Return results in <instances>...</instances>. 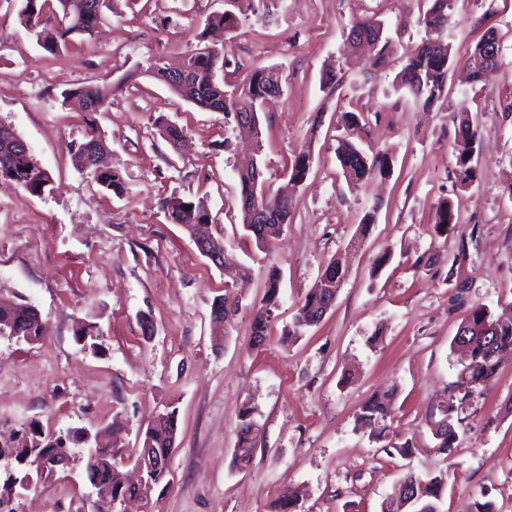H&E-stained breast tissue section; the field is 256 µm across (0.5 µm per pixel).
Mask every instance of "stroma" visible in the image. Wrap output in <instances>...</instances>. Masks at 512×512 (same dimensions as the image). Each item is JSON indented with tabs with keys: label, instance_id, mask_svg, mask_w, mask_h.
Instances as JSON below:
<instances>
[{
	"label": "stroma",
	"instance_id": "35a3bbf8",
	"mask_svg": "<svg viewBox=\"0 0 512 512\" xmlns=\"http://www.w3.org/2000/svg\"><path fill=\"white\" fill-rule=\"evenodd\" d=\"M20 0H0V123L30 146L52 179L51 192L0 184V297L23 298L44 334L28 344L0 336V446L73 427L119 420L113 445L138 446L142 429L169 401L179 409L170 485L150 512H268L298 496L301 512H382L406 471L448 474L444 512H470L493 499L512 512V355L491 386L466 398L450 454L438 453L432 420L465 397L452 339L471 306L512 313V73L478 87L464 63L487 28L512 61V0H452L444 37L455 61L443 97L423 107L395 82L402 56L426 38L424 0H105L104 21L76 37L70 54L45 52L19 22ZM229 12L222 76L242 81L277 67L283 92L262 118L265 177L287 187L292 219L266 251L245 238L235 166L251 142L211 112L176 98L142 75L148 61L179 64L202 44L209 14ZM381 20L393 43L390 64L371 65L369 49L346 40L361 18ZM334 68L339 85L320 77ZM77 85L114 88L96 114L122 196L104 194L72 157L83 140L81 113L62 93ZM467 105L481 130L479 179H457L453 119ZM364 117L361 146L387 153L389 176L349 188L336 161L340 114ZM184 130L173 148L155 121ZM313 158L303 184L285 169L300 150ZM204 203L210 230L229 258L250 266L240 278L217 268L189 233L159 208L167 195ZM455 221L437 233L442 204ZM373 215L369 235L358 224ZM348 272L333 307L296 342L281 339L297 304L331 259ZM282 300L261 347L250 338L251 311L269 266ZM231 292L239 312L215 341L214 298ZM153 323L144 337L140 316ZM97 324L96 350L77 343V321ZM395 389L385 442L355 426L360 405ZM258 410L253 465H233L238 414ZM410 444V456L384 444ZM70 467L13 499L14 512H93L80 448Z\"/></svg>",
	"mask_w": 512,
	"mask_h": 512
}]
</instances>
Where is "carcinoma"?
<instances>
[{
  "label": "carcinoma",
  "instance_id": "obj_1",
  "mask_svg": "<svg viewBox=\"0 0 512 512\" xmlns=\"http://www.w3.org/2000/svg\"><path fill=\"white\" fill-rule=\"evenodd\" d=\"M430 7L424 12L420 23L427 32L426 39L405 56L403 65L395 76V82L425 107L433 106L443 94L447 85L448 70L452 58L443 33L448 26V10L451 0H429ZM103 0H21L18 12L20 22L31 32L38 45L55 57L65 56L73 42V36L89 34L102 19ZM381 24L365 19L352 25L348 34L354 42L377 40ZM226 65L222 51L214 46H204L186 54L183 67L186 81L172 71L161 57L150 59L143 70L154 80L164 84L183 101L197 107L213 104L224 105V118L236 120L241 114L260 113L265 99L274 98L282 92V77L274 68H260L254 71L244 84L227 91L224 82L217 77L218 71ZM112 90L106 87L84 85L63 93L64 102L86 116L84 119V141L74 154L77 169L91 174L103 191L121 196L125 191L123 176L116 170L99 169L90 165L91 154L108 148L106 139L89 115L103 111L109 103ZM363 117L356 111L341 113L340 122L349 131L348 137L340 140L336 147V159L348 184L360 187L376 174L391 171L392 158L386 154L367 156L353 140L362 128ZM478 128L468 119V108L460 109V118L454 133L457 150V178L461 186L468 187L479 178V172L472 166V159L478 142ZM262 140H257V154L250 161L236 165L239 200L258 197L261 207L272 210L277 218L272 224H260L254 212L241 209L242 226L246 236L252 238L257 247H268L279 239L291 220L288 197L279 192L262 193L260 175L264 170ZM312 160L305 150L294 156L288 166L289 182L306 179ZM0 177L10 178L28 193L40 196L51 184V177L40 166L31 149L23 145V139L15 131L7 130L0 124ZM161 209L173 224L182 225L192 232L198 224H207L210 217L206 209L179 196L161 199ZM191 209H186V206ZM346 266L339 259L330 260L321 272L318 281L299 301L296 315L290 325L282 331L285 342H294L302 337L305 329L311 327L309 320L322 317L333 295L330 285L344 279ZM280 274L276 268L268 271L265 293L259 305L254 307L251 318V340L264 342L269 330L273 309L280 304ZM229 290L215 297L211 307L212 321L231 323L238 312V303L230 301ZM462 335L454 340L464 339L467 357L460 362V375L469 384V390L458 400L449 402L441 409V418L433 423L432 434L437 440L436 448L441 454L448 453L456 440L453 415L463 408L464 403L475 394L483 393L501 368V355L512 350V319L500 320L492 317L482 304L471 308L469 315L459 326ZM42 333L40 313L32 304L0 301V336H13L26 343L39 341ZM393 417V396L389 393L367 399L359 408L356 422L371 429L375 439L384 436L388 421ZM260 425L251 405L245 404L240 410L234 448V464L245 470L252 464L256 438ZM178 436V410L170 402L158 420L149 423L142 433L140 445L162 461H169ZM87 432L74 428L66 435L31 441L20 448L0 449V460L14 461L27 470H10L0 479V512L9 505L12 498L30 486L33 479L39 480L50 475L49 470H39L37 461L56 451L70 452L69 444L87 445ZM119 452L115 448H95L86 452V479L97 494L94 500L95 512H107L104 503L115 504L123 501L132 490L120 482L117 469ZM448 484V472L423 478L414 472H407L392 493L384 500L382 512H441L440 504Z\"/></svg>",
  "mask_w": 512,
  "mask_h": 512
}]
</instances>
